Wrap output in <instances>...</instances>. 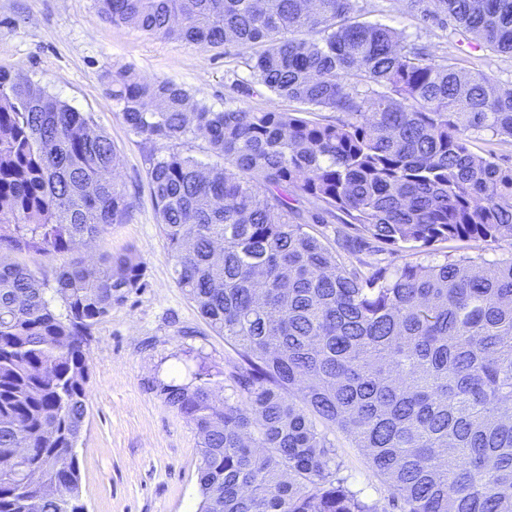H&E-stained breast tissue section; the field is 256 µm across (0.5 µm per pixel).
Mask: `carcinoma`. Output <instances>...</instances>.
I'll return each instance as SVG.
<instances>
[{
  "label": "carcinoma",
  "instance_id": "obj_1",
  "mask_svg": "<svg viewBox=\"0 0 512 512\" xmlns=\"http://www.w3.org/2000/svg\"><path fill=\"white\" fill-rule=\"evenodd\" d=\"M407 4L512 54V0ZM97 5L147 35L250 48L254 82L299 105L216 109L169 79L108 74L129 131L156 146L147 178L176 282L238 356L222 379L159 383L201 437L198 512H380L336 479V431L404 512H512V170L472 149L512 144V81L436 60L353 0ZM91 122L0 69V457H15L0 512H86L88 338L144 286L130 253L68 263L52 284L10 258L64 254L131 208ZM199 138L210 165L177 149ZM338 212L359 245L509 255L355 266L312 232ZM428 255H422L424 253H420V258L425 260H434L436 262H443L445 255H454L458 256L461 254H469L472 256H476L480 254L487 261H494L502 257L503 254H506V250L497 249H485L483 245H476L475 243H455V242H445V243H436L429 249Z\"/></svg>",
  "mask_w": 512,
  "mask_h": 512
}]
</instances>
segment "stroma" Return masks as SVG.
<instances>
[{
	"instance_id": "stroma-1",
	"label": "stroma",
	"mask_w": 512,
	"mask_h": 512,
	"mask_svg": "<svg viewBox=\"0 0 512 512\" xmlns=\"http://www.w3.org/2000/svg\"><path fill=\"white\" fill-rule=\"evenodd\" d=\"M362 20L404 32L435 58L467 73L512 80V55L477 47L452 23L423 19L406 0H356ZM249 49L194 45L146 35L97 16L96 0H0V69L46 86L92 118L112 139L118 182L132 201L122 223L66 254H16L18 262L53 276L76 258L131 252L143 265L145 288L129 295L94 326L87 345L88 414L76 452L87 512H197L200 437L158 390L178 370H230L236 353L178 287L147 179L149 150L124 124L108 93L106 74L126 65L143 77L169 78L194 99L222 108L225 100L254 110L292 111L253 82L244 64ZM340 480L383 512H399L388 485L358 449L333 434Z\"/></svg>"
}]
</instances>
